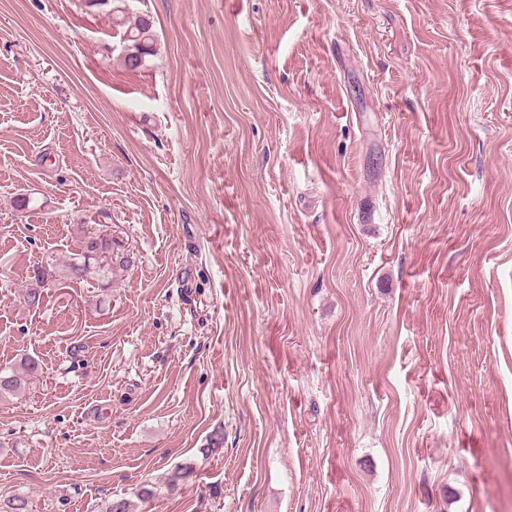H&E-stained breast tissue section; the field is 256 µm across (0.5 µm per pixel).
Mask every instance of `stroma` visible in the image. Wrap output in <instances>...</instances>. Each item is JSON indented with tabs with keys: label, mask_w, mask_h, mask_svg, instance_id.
Segmentation results:
<instances>
[{
	"label": "stroma",
	"mask_w": 512,
	"mask_h": 512,
	"mask_svg": "<svg viewBox=\"0 0 512 512\" xmlns=\"http://www.w3.org/2000/svg\"><path fill=\"white\" fill-rule=\"evenodd\" d=\"M128 4L134 71L0 0V500L512 512V0ZM97 223L129 266L25 309ZM117 3L110 10L112 22L125 27L124 39L128 43L123 56L126 68L136 69L143 66L149 56H154L156 49V32L153 21L147 14L129 16L126 0H113ZM32 279H34V282L32 281L26 288L22 289L21 294L23 303L29 310L40 307L44 299V291L53 288L54 281H57L49 282L45 274H40V272H37ZM39 361L33 357L20 358L16 367L9 371H0V398L17 396L39 373Z\"/></svg>",
	"instance_id": "obj_1"
}]
</instances>
